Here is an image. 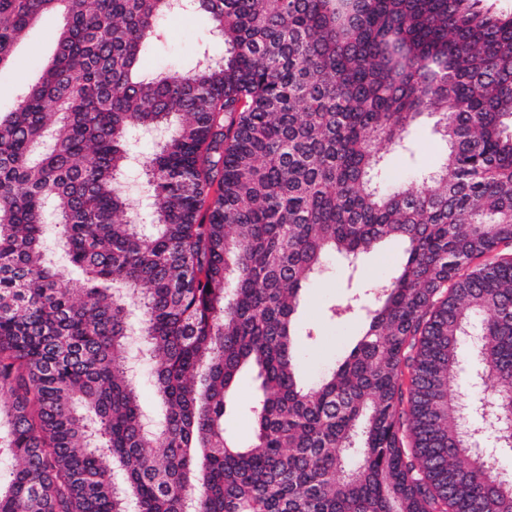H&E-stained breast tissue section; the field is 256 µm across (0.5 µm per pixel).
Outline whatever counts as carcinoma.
<instances>
[{"mask_svg":"<svg viewBox=\"0 0 512 512\" xmlns=\"http://www.w3.org/2000/svg\"><path fill=\"white\" fill-rule=\"evenodd\" d=\"M483 2L0 0V70L64 19L0 111V512H512V445L489 429L473 460L461 411L512 416V14ZM179 10L210 43L143 72ZM429 119L439 166L389 181L385 152ZM157 127L146 234L123 175ZM50 229L83 278L48 259ZM391 239L404 257L357 341L307 384L303 291ZM131 305L159 363L151 429L123 363ZM466 328L489 395L458 391ZM244 371L241 445L224 420ZM62 23L61 16L49 14L28 30L12 68L0 73V109H10L21 87L38 78L43 63L53 56L55 35ZM255 386L250 374L241 377L237 387V410L228 415L224 426L227 433L239 442H247L251 435V407L254 403Z\"/></svg>","mask_w":512,"mask_h":512,"instance_id":"obj_1","label":"carcinoma"}]
</instances>
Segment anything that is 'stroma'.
<instances>
[{"instance_id":"obj_1","label":"stroma","mask_w":512,"mask_h":512,"mask_svg":"<svg viewBox=\"0 0 512 512\" xmlns=\"http://www.w3.org/2000/svg\"><path fill=\"white\" fill-rule=\"evenodd\" d=\"M62 23L61 16L49 14L28 30L16 51L12 68L0 73V109H10L21 87L38 78L41 66L53 55L55 35ZM163 25L168 31V38L146 58L145 68L154 70L171 65L189 66L209 39L208 22L193 14H175L165 19ZM442 153L440 140L429 128H422L414 159L390 154L388 176L394 181L401 180L411 162L420 168L435 167ZM402 253V244L391 241L364 256L354 268L348 267L341 257L328 258L325 272L307 289L301 306L304 324L317 331L314 340L299 343L300 366L308 381H317L358 332V319L332 321L328 314L329 307L347 303L363 294L367 284L385 278L398 265ZM127 365L138 390L144 418L158 423L163 417V405L152 386L157 361L150 357L143 343L137 342L128 349ZM254 396L255 386L251 375H243L237 387V409L224 422L227 433L242 443L247 442L251 435Z\"/></svg>"}]
</instances>
